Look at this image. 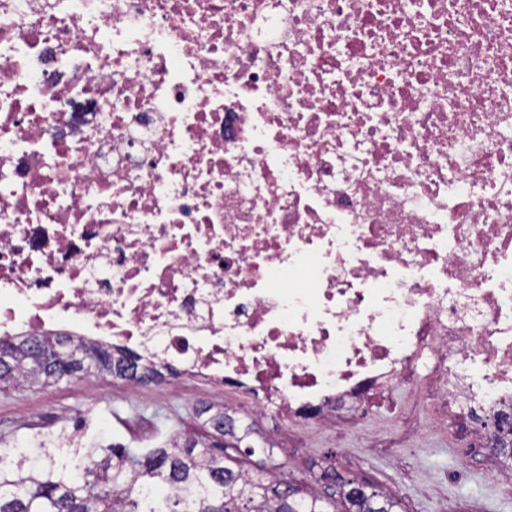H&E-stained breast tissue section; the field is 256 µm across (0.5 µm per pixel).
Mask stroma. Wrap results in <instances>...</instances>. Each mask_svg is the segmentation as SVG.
<instances>
[{
  "mask_svg": "<svg viewBox=\"0 0 512 512\" xmlns=\"http://www.w3.org/2000/svg\"><path fill=\"white\" fill-rule=\"evenodd\" d=\"M432 390L431 380L413 378L369 403L352 430L243 415L241 423L254 429L251 443L267 439L274 445L272 454L247 458L245 467L323 493L327 487L319 475L331 463L343 477L396 494L405 512H449L454 505L473 512H512V483L501 478L506 464L491 469L466 454V419L440 423ZM247 399L242 392L188 381L176 392L157 381L132 386L109 376L72 378L47 389L24 383L0 389V448L62 434L71 419L86 415L88 445L120 443L143 451L185 430L206 434L201 407Z\"/></svg>",
  "mask_w": 512,
  "mask_h": 512,
  "instance_id": "stroma-1",
  "label": "stroma"
}]
</instances>
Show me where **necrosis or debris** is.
I'll use <instances>...</instances> for the list:
<instances>
[{
    "mask_svg": "<svg viewBox=\"0 0 512 512\" xmlns=\"http://www.w3.org/2000/svg\"><path fill=\"white\" fill-rule=\"evenodd\" d=\"M0 335L512 440V0H0Z\"/></svg>",
    "mask_w": 512,
    "mask_h": 512,
    "instance_id": "4bbe7bcc",
    "label": "necrosis or debris"
}]
</instances>
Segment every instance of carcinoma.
Returning a JSON list of instances; mask_svg holds the SVG:
<instances>
[{
  "mask_svg": "<svg viewBox=\"0 0 512 512\" xmlns=\"http://www.w3.org/2000/svg\"><path fill=\"white\" fill-rule=\"evenodd\" d=\"M124 380L151 377L136 357L109 349L73 344L61 336L0 337V386L21 382L48 387L63 379L92 373ZM210 427L232 439L215 452L207 437L174 436L143 455L123 445L102 449L103 456L77 464V475L55 462L18 479H0V512H329L336 502L307 492L283 510L282 483L273 476L252 475L226 462L241 461L226 448L255 446L246 442L249 426L237 430L235 419L219 410L207 419ZM346 512H401V499L378 492L351 495L340 491Z\"/></svg>",
  "mask_w": 512,
  "mask_h": 512,
  "instance_id": "1",
  "label": "carcinoma"
}]
</instances>
